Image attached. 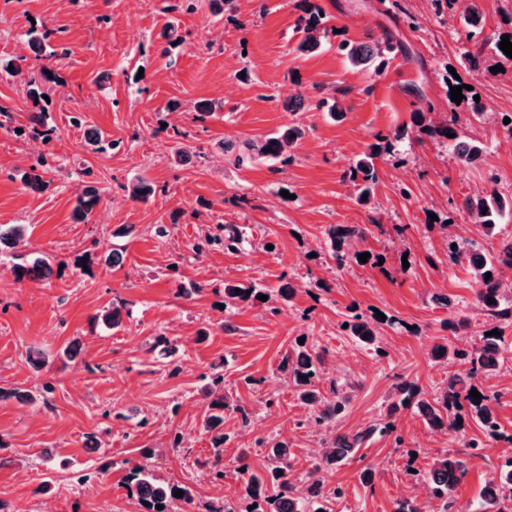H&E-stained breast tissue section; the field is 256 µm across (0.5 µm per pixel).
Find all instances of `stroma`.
<instances>
[{
  "label": "stroma",
  "mask_w": 512,
  "mask_h": 512,
  "mask_svg": "<svg viewBox=\"0 0 512 512\" xmlns=\"http://www.w3.org/2000/svg\"><path fill=\"white\" fill-rule=\"evenodd\" d=\"M174 2L0 0V106L9 113L0 124V226L26 228L0 256V388L34 396L0 400V501L8 512H143L122 485L140 464L190 489V501L172 512H207L224 501L247 512L237 468L265 471L269 443H288L299 487L326 440L390 421L392 433L373 434L318 472L344 491L333 512H395L398 501H423L424 475L446 452L466 462L452 496L459 512H474L480 488L512 461V318L482 311L467 261L449 263L448 245L489 255L512 238V220L487 234L462 207L494 189L512 195V129L502 121L512 115V68L489 73L498 63L492 41L512 33V0H479L488 45L478 71L459 66L468 46L464 0L450 10L404 0L403 15L390 10L391 0H233L220 15L207 0L192 13ZM312 8L342 38L383 37L401 50L380 75L352 69L333 40L297 55L299 19ZM169 22L187 36L174 48L164 36ZM34 27L64 31L52 42L60 56L46 76L28 45ZM8 61L46 89L50 143L31 132L32 104L4 70ZM460 83L468 89L456 106L457 133L483 145L480 161L462 163L446 140L414 133L378 160V188L360 202L348 179L356 157L376 134L413 126L415 113L446 112ZM291 98L304 108L285 111ZM322 98L338 99L342 116L317 108ZM201 100L221 107L198 118L193 105ZM77 114L82 124L73 123ZM291 123L308 130L292 164L229 163L225 144ZM94 129L118 148L87 149ZM179 131L188 152L178 159ZM44 150L53 167L46 189L34 192L20 175ZM139 178L155 186L145 203L126 191ZM88 179L101 199L77 224L72 210ZM218 224L242 226L247 244L195 256L192 243ZM332 224L364 231L341 267L326 244ZM114 251L120 262L111 268L104 258ZM175 254L182 260L173 270ZM37 257L48 259L51 277L17 280L14 265ZM228 281L292 293L274 315L254 299L226 310ZM115 306L124 318L110 329L97 316ZM353 307L376 320L379 349L343 328ZM490 328L502 335L499 368L479 385L500 395L493 412L501 439L485 440L471 419L445 431L398 408V383L430 399L460 371L455 360L432 357L434 344L477 346ZM300 339L323 358L320 390L348 400L332 427L307 425V407L279 371ZM37 349L50 359L40 370L28 360ZM216 373L229 405L219 452L203 423ZM470 439L486 445L467 448Z\"/></svg>",
  "instance_id": "obj_1"
}]
</instances>
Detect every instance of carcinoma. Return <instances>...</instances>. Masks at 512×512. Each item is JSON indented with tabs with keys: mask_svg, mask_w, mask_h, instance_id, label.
<instances>
[{
	"mask_svg": "<svg viewBox=\"0 0 512 512\" xmlns=\"http://www.w3.org/2000/svg\"><path fill=\"white\" fill-rule=\"evenodd\" d=\"M300 29L303 37L299 40L296 51L307 54L318 49L323 41L330 38L331 29L326 27L320 12H309V16L302 19ZM395 46L388 39L374 38L365 42H353L343 40L338 43L337 50L346 57L347 63L355 69H371L377 74L385 71L389 55L394 52ZM29 124L32 132L44 137V142L50 141V133L45 130V115L41 110L29 112ZM460 120L459 113L448 112L436 124H430L426 131L430 134L446 138V134H453L452 147L458 159L464 163H471L478 159L483 148L476 142H464L454 136L456 126ZM306 135V129L298 124H290L288 127L272 134L257 139L244 141L236 147L232 144L224 145V152L232 154V161L239 168L251 166L258 158H270L291 163L295 159V148ZM410 136L406 127L398 128L392 134L376 136V143L369 145L367 151L362 153L350 172L356 176L350 177L359 190V195H373L379 183V174L376 168V160L384 153H390L394 149V143ZM49 151L36 156L28 171L24 175L25 187L40 191L45 186L43 175L51 169ZM100 199L99 189L87 184L80 192L72 214L76 223L86 220L87 215ZM466 208L475 216V223L486 231H491L502 215L512 211V197L506 198L493 190L490 194L475 201L467 200ZM224 234H205L199 242L193 245V251L203 254L211 247H219L226 252H235L245 243L244 233L233 225L222 226ZM25 228L22 225H12L6 229L0 228V255L14 247L24 236ZM327 238L331 245L332 255L340 266L345 264L349 257L350 244L356 237L363 235V231L355 226L333 224L327 228ZM470 263L477 276L479 290L477 300L479 305L491 316L500 319L512 317V309L501 308L502 300L506 295L507 284L503 279V269L512 270V241H505L501 250L490 257L480 254L470 255ZM491 277H486V274ZM52 274V267L46 258H39L31 265H17L14 267L16 279L41 280L47 279ZM263 290L254 284L242 286L238 284H224V306L238 300H246L248 297H257ZM494 303H489L488 299ZM349 328L354 336L362 343L373 346L377 342V329L372 327V322L359 314L352 316ZM501 337L482 336V345L472 349L457 348L453 350L454 357L463 369L448 377V384L436 401L429 402L417 397L416 388L411 383H405L399 387L401 395L400 404L412 403L426 422L434 428L454 430L459 428L457 418L461 417L463 408H468L473 417L481 424L486 437L490 439L501 438L499 424L496 421L491 406V397L483 392L481 399L470 396V392L477 388L476 381L481 376L489 375L499 366L497 356L501 351ZM321 362V355H313L305 350H298L292 355L282 359L280 371L288 378L295 388L302 402L310 410V417L319 426L329 427L344 410V403L336 399H327L316 388V382L320 376L317 363ZM229 409L224 401H214L209 404L210 413L205 419L206 427L210 430L217 428L224 422V411ZM375 430L371 426L353 436L338 435L328 445V450L323 452L321 460L315 465V472L310 474L307 487L306 502H301L295 494V487L291 478L290 450L288 443L276 442L269 451V478L251 473L245 479L246 492L256 508L250 512H331L327 503L334 501L343 495L341 487L332 489L325 487L324 482L315 477L325 467H331L345 458ZM464 474V462L456 456L445 454L436 459L429 471L426 480L427 490L430 495L442 501L445 509H453L454 502L450 494ZM126 486L131 496L138 501L148 502L144 506L146 512H168L171 503L177 500L175 492L183 491L182 499L191 498L190 489L179 483L161 482L139 465L129 470L126 475ZM512 502V464L509 468L500 472L499 476L490 480L480 491L478 512H507L505 501ZM162 509H156V506Z\"/></svg>",
	"mask_w": 512,
	"mask_h": 512,
	"instance_id": "1",
	"label": "carcinoma"
}]
</instances>
